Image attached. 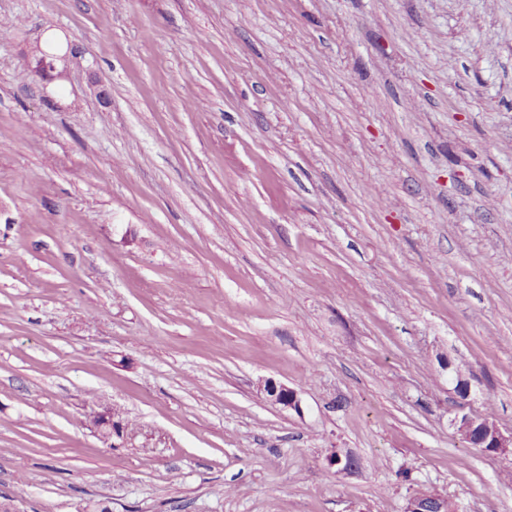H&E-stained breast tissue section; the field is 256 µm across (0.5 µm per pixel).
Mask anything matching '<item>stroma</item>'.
I'll return each mask as SVG.
<instances>
[{
  "label": "stroma",
  "mask_w": 512,
  "mask_h": 512,
  "mask_svg": "<svg viewBox=\"0 0 512 512\" xmlns=\"http://www.w3.org/2000/svg\"><path fill=\"white\" fill-rule=\"evenodd\" d=\"M0 23V503L512 512V455L450 425L512 432V0H0ZM48 34L65 79L27 59ZM260 392L264 395L268 402L274 405H279L283 408H288L295 411L300 410V401L298 399L296 390L288 387L285 384L267 380L260 387ZM451 425L464 441L486 454H512V432L503 433L488 415L456 414ZM436 495L431 493H424L411 498L405 508V512H434L432 507L435 505ZM439 502H436V511L442 512H456L455 505L450 500H446L438 496Z\"/></svg>",
  "instance_id": "1"
}]
</instances>
